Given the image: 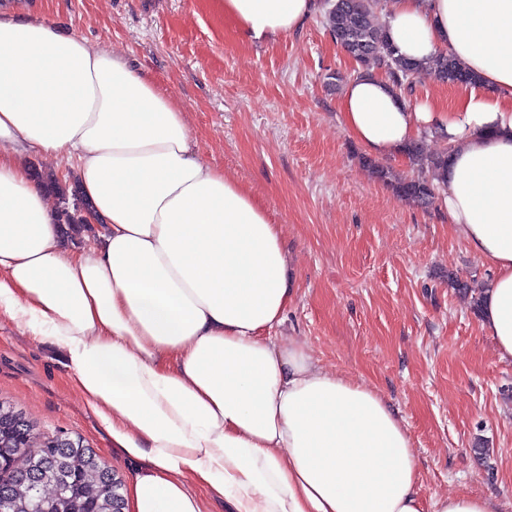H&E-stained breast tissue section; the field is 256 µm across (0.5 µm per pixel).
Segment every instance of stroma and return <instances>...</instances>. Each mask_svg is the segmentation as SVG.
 Masks as SVG:
<instances>
[{
	"label": "stroma",
	"mask_w": 512,
	"mask_h": 512,
	"mask_svg": "<svg viewBox=\"0 0 512 512\" xmlns=\"http://www.w3.org/2000/svg\"><path fill=\"white\" fill-rule=\"evenodd\" d=\"M24 4L135 61L180 105L200 158L281 224L294 293L280 335L391 406L413 441L422 501L470 495L512 512V359L448 286L452 273L488 284L492 270L441 201L419 207L373 178L342 124V86L324 83L355 64L320 13L271 43L243 39L209 0ZM0 402L38 434L82 440L131 487L137 462L113 450L64 359L2 308Z\"/></svg>",
	"instance_id": "35a3bbf8"
}]
</instances>
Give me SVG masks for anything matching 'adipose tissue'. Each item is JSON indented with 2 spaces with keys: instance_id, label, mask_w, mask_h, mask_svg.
<instances>
[{
  "instance_id": "ef3b65f1",
  "label": "adipose tissue",
  "mask_w": 512,
  "mask_h": 512,
  "mask_svg": "<svg viewBox=\"0 0 512 512\" xmlns=\"http://www.w3.org/2000/svg\"><path fill=\"white\" fill-rule=\"evenodd\" d=\"M241 36L298 30L314 0H215ZM399 53L448 50L479 81L407 107L352 75L340 111L370 156L423 130L448 149V221L494 275L481 326L512 358V0H390ZM72 160L94 246L65 252L24 157ZM293 295L281 227L200 159L180 106L132 62L42 19L0 12V307L67 361L113 447L140 460L132 512H491L423 504L412 440L373 389L275 333ZM206 494V495H207Z\"/></svg>"
}]
</instances>
